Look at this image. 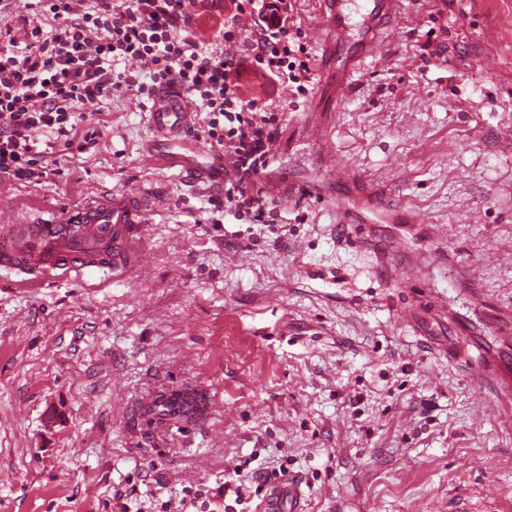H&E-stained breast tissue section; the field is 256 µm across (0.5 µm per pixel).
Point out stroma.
Here are the masks:
<instances>
[{"label": "stroma", "mask_w": 512, "mask_h": 512, "mask_svg": "<svg viewBox=\"0 0 512 512\" xmlns=\"http://www.w3.org/2000/svg\"><path fill=\"white\" fill-rule=\"evenodd\" d=\"M286 3L307 93L239 77L280 107L258 184L274 223L216 214L210 145L148 161L152 101L131 91L89 118L94 148L58 150L36 183L0 178V225L103 189L157 200L144 273L23 288L0 266V512H155L188 487L225 512L237 471L282 464L304 512H512V425L467 368L512 373V0H401L368 57L358 30L337 50L321 0ZM188 6L206 41L233 9ZM374 188L421 224L338 223L339 201L369 208ZM181 386L210 394L201 425H137L134 405Z\"/></svg>", "instance_id": "obj_1"}]
</instances>
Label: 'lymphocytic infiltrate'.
<instances>
[{
  "instance_id": "obj_1",
  "label": "lymphocytic infiltrate",
  "mask_w": 512,
  "mask_h": 512,
  "mask_svg": "<svg viewBox=\"0 0 512 512\" xmlns=\"http://www.w3.org/2000/svg\"><path fill=\"white\" fill-rule=\"evenodd\" d=\"M233 4L224 41L237 38L244 17L262 23L244 57L196 41L186 0H95L90 10L83 0H28L22 47L14 36L12 0H0V176L38 178V162L56 146L81 152L94 146L100 130L77 127L112 92L134 87L151 96L178 87L207 114L197 138L222 149L234 171L224 185L225 211L268 223L272 213L254 185L273 155L278 109L244 99L237 77L252 62L303 94L312 80L311 59L306 45L290 42L275 0ZM49 21L54 29H46ZM129 60L147 64L148 83L113 70V62Z\"/></svg>"
}]
</instances>
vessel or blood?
<instances>
[{"instance_id":"vessel-or-blood-1","label":"vessel or blood","mask_w":512,"mask_h":512,"mask_svg":"<svg viewBox=\"0 0 512 512\" xmlns=\"http://www.w3.org/2000/svg\"><path fill=\"white\" fill-rule=\"evenodd\" d=\"M331 16L340 18L342 33H349L348 19L359 15V26L366 35L364 50L376 52L377 21L394 14L398 0H322ZM196 114L184 91L172 89L157 93L147 115L152 132L148 154L151 160L166 162L168 148L188 135ZM154 196L146 189L132 191L104 190L82 203L36 224L10 226L11 244L0 247V265L12 266L16 257L31 251L32 276L25 282L34 288L71 272L83 273L89 267L86 251L104 236L112 238V270L127 272L142 268L143 226ZM168 392H160L138 409L143 426L157 428L166 419L156 414V403L167 401ZM301 500L298 483L274 487L267 495L262 512H282L283 507H297Z\"/></svg>"}]
</instances>
